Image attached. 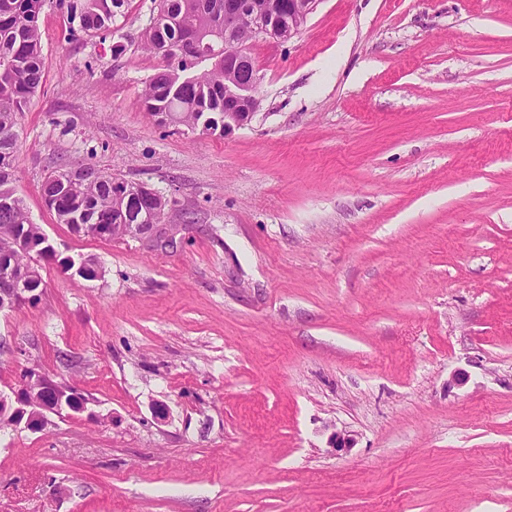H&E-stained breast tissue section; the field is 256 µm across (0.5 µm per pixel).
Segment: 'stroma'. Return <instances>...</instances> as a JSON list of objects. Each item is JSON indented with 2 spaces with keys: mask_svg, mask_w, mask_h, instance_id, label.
Wrapping results in <instances>:
<instances>
[{
  "mask_svg": "<svg viewBox=\"0 0 512 512\" xmlns=\"http://www.w3.org/2000/svg\"><path fill=\"white\" fill-rule=\"evenodd\" d=\"M157 6L40 17L15 186L103 275L0 313V393L90 400L0 429V512H512V0H320L250 42L225 137L143 112ZM85 164L172 199L175 246L58 223L41 184ZM58 6L66 8L79 29L90 37H104L112 31V18L124 0H57Z\"/></svg>",
  "mask_w": 512,
  "mask_h": 512,
  "instance_id": "stroma-1",
  "label": "stroma"
}]
</instances>
